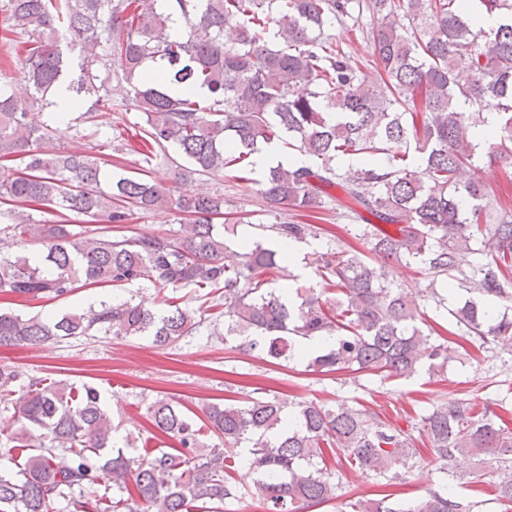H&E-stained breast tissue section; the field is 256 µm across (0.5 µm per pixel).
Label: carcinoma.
Instances as JSON below:
<instances>
[{
    "label": "carcinoma",
    "instance_id": "carcinoma-1",
    "mask_svg": "<svg viewBox=\"0 0 512 512\" xmlns=\"http://www.w3.org/2000/svg\"><path fill=\"white\" fill-rule=\"evenodd\" d=\"M499 19L488 31L472 24L462 0H0V28L23 58L27 95L0 93V295L21 301L65 297L85 286L121 287L148 281L156 288L222 292L224 341L274 359L301 357V341L336 342L306 358L318 373L342 370L381 379L444 373L457 353L427 320V311L394 279L396 265L423 266L432 280L461 287L477 277L484 300L449 311L471 343L512 345V318H493L487 300L512 302V213L491 202L469 177L481 158L471 129L495 114L498 152L512 157V0H480ZM366 29L382 83L372 84L345 63L325 28ZM178 13L186 31L174 36ZM407 20L400 24L398 18ZM467 72L468 82L456 81ZM68 81L81 136H95L94 114L112 110V95L144 115L138 140L122 148L144 167L112 176L99 157L64 152L40 119L55 88ZM197 87L207 88L205 99ZM288 137V147L312 156L316 168H269L260 194L271 212L290 205L306 217L336 201L339 187L393 235L371 223L358 238L369 252H326L317 272L336 290L322 298L298 288L290 301L265 287L279 251L260 241L238 243L239 262L224 264V196L170 189L148 179L149 165L175 148L201 176L251 158L258 145ZM418 161L408 162L410 152ZM361 165L341 170L352 157ZM175 207L194 217L176 238L112 231L134 211ZM42 208L51 218L36 220ZM73 217L95 224L79 232ZM301 241L311 224L262 227ZM18 250H12V247ZM39 256L24 254L26 247ZM479 252L484 262L465 267ZM163 316L139 303L101 302L52 320L0 311V346H36L51 339L104 333L149 336L168 347L200 322L170 302ZM0 367V404L14 410L16 448L35 437L49 442L16 475L0 474V512H223L241 497L232 480L239 455L257 478L251 495L264 512H306L338 498L326 455L343 453L359 469L388 482L411 471L412 431L428 436L438 470L455 477L460 455L495 462L498 500L512 507V432L498 416L466 399L438 402L425 416L394 426L364 409L315 402L293 404L259 395L244 403H210L204 426L224 446L199 451L201 427L171 399L146 405L154 429L176 444L137 453L138 438L114 446L115 427L100 392L62 381L28 384ZM73 455L53 464L55 451ZM112 487V498L99 486ZM482 501L428 490L407 500L356 498L348 512H481Z\"/></svg>",
    "mask_w": 512,
    "mask_h": 512
}]
</instances>
